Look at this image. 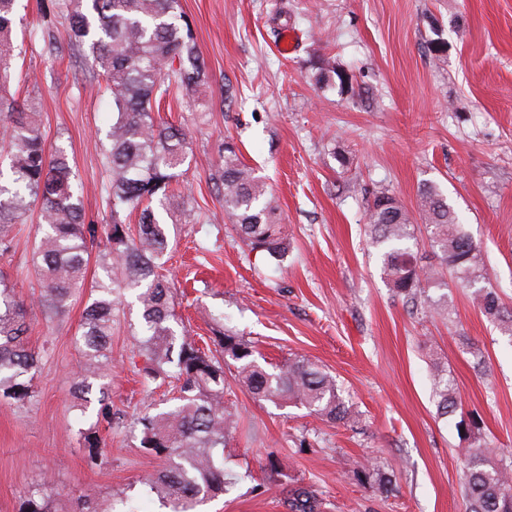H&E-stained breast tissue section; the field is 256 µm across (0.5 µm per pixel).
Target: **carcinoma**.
<instances>
[{"mask_svg":"<svg viewBox=\"0 0 512 512\" xmlns=\"http://www.w3.org/2000/svg\"><path fill=\"white\" fill-rule=\"evenodd\" d=\"M15 2L0 0V119L6 122L0 157L8 160L9 169L7 175L0 170V255L12 249L15 225L27 223L30 213L37 212L45 230L33 253L40 283L35 304L46 319L64 314L73 295L87 288L92 252H97L108 279L96 283L97 297L82 317V361L72 407L86 411L93 381L109 375L114 311L124 292L132 290L145 334L139 372L147 380L173 379L178 388L172 408L137 419L141 447L165 461L147 484L171 512H197L200 504L233 485L224 475V458L218 456L235 428L224 400L228 359L236 381L254 398L299 404L329 422L356 423L336 379L318 365L290 359L270 371L258 363L255 346L242 336L222 332L216 355L173 326L176 293L165 274L169 224H195L198 218L186 195L173 187L186 173L185 133L158 121L156 113L168 98L179 93L189 98L208 83L178 0H72L67 14L69 45L83 55L91 81L103 80L111 89L112 123L104 162L107 224L87 218L68 155L47 148L35 102L20 101L10 92ZM310 68L322 87L344 83L335 62L324 56L311 60ZM218 157L212 180L232 230L250 251L282 262L288 255V235L266 184L242 161L233 139L224 140ZM366 205L365 233L382 248L381 271L397 296L426 314L445 316L448 298L435 299L429 289L443 283L445 272L451 271L471 288L472 301L485 319L512 337V309L502 304L493 286L481 284L479 246L435 185L427 183L418 192L416 217L385 188L374 191ZM134 212L138 224L133 228L128 218ZM420 224L438 256L435 264H418ZM26 313L27 305L0 274V402L17 407L35 399L39 359L29 346ZM98 394L96 421L80 432L92 463L103 456L99 426L122 423L112 412L105 386L98 387ZM432 397L440 415L457 411L454 379L440 366L432 374ZM460 488L466 512H512V461L495 463L488 449H468ZM321 506L311 490H288L289 512H321ZM18 512H55L53 495L36 484Z\"/></svg>","mask_w":512,"mask_h":512,"instance_id":"cac0c4a2","label":"carcinoma"}]
</instances>
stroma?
Returning <instances> with one entry per match:
<instances>
[{"label":"stroma","instance_id":"35a3bbf8","mask_svg":"<svg viewBox=\"0 0 512 512\" xmlns=\"http://www.w3.org/2000/svg\"><path fill=\"white\" fill-rule=\"evenodd\" d=\"M55 0H20L31 30L17 71L38 98L50 146L63 147L86 213L106 223L101 191L109 92L91 86L76 51L48 57L43 16ZM207 65L199 102L183 98L163 118L189 134L184 191L199 218L176 227L167 263L189 336L232 330L267 363L304 357L333 377L356 426L332 424L305 407L256 401L239 385L227 399L238 428L224 468L235 483L200 512H288L283 489L315 490L323 512H465L456 490L468 448L512 457V338L493 328L469 289L448 296L450 319H428L395 296L381 251L364 234L365 201L390 190L415 209L421 184H436L479 245L482 272L512 307V0H179ZM294 49L279 50L283 30ZM331 58L351 82L318 88L309 62ZM263 177L279 206L290 250L266 264L224 219L211 166L224 138ZM37 217L15 230L0 256L17 297L28 303L29 341L42 354L35 403L0 402V512H18L35 484L62 489L56 512H78L95 494L100 512L124 495L134 512H168L146 483L163 467L140 446L132 417L165 409L170 384L142 385L135 351L143 335L134 294L112 325L107 391L121 427L100 429L105 454L90 464L79 428L94 410L70 409L81 360L77 338L88 293L46 321L30 272ZM442 361L464 412L479 414L478 440L458 415L440 417L430 374ZM368 464L357 479L348 463ZM391 475L385 492L381 474Z\"/></svg>","mask_w":512,"mask_h":512}]
</instances>
